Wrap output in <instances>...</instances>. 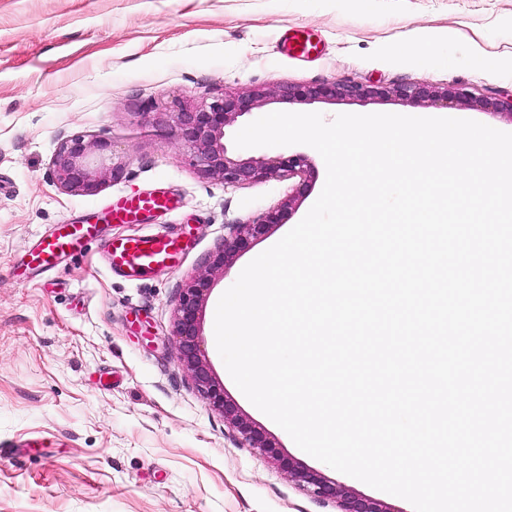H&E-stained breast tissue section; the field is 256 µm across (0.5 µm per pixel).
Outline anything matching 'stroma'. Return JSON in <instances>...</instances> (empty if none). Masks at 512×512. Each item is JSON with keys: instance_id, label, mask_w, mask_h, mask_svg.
I'll return each instance as SVG.
<instances>
[{"instance_id": "stroma-1", "label": "stroma", "mask_w": 512, "mask_h": 512, "mask_svg": "<svg viewBox=\"0 0 512 512\" xmlns=\"http://www.w3.org/2000/svg\"><path fill=\"white\" fill-rule=\"evenodd\" d=\"M306 29L319 55H282ZM493 67L470 66L473 53ZM461 87L474 102L415 109L394 98L272 103L275 112L421 114L512 133L488 101L512 94V0H0V512H337L250 448L197 391L176 358L179 294L230 225L279 207L296 185L275 177L227 185L203 177L173 137L170 115L289 83ZM112 144L124 173L93 195L50 174L60 137ZM305 154L313 184L283 223L227 262L203 307L213 375L238 415L300 467L352 495L410 512L406 500L301 450L232 380L216 346L218 301L241 271L309 211L326 180L312 147L235 148L240 158ZM170 190L176 210L106 235L172 234L194 226L180 264L131 282L107 268L99 242L19 279L15 265L56 224L103 216L118 198ZM40 447H33V440Z\"/></svg>"}]
</instances>
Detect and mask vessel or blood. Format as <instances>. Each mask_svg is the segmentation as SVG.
Here are the masks:
<instances>
[{"label":"vessel or blood","instance_id":"vessel-or-blood-1","mask_svg":"<svg viewBox=\"0 0 512 512\" xmlns=\"http://www.w3.org/2000/svg\"><path fill=\"white\" fill-rule=\"evenodd\" d=\"M319 43L308 31L293 30L282 42L281 51L299 58L318 52ZM173 202L163 194L131 196L109 208L107 218L113 223L139 221L142 216L171 210ZM101 240L103 252L112 274L136 280L158 267L176 266L189 244L187 235L165 236L145 234L126 239H100L97 225L60 224L52 233L38 241L18 265L19 272L44 270L55 266L64 257L75 253L92 240Z\"/></svg>","mask_w":512,"mask_h":512}]
</instances>
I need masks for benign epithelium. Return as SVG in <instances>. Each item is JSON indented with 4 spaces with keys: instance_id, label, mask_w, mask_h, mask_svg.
<instances>
[{
    "instance_id": "obj_1",
    "label": "benign epithelium",
    "mask_w": 512,
    "mask_h": 512,
    "mask_svg": "<svg viewBox=\"0 0 512 512\" xmlns=\"http://www.w3.org/2000/svg\"><path fill=\"white\" fill-rule=\"evenodd\" d=\"M394 97L415 107H453L471 100L460 89L435 88L422 84H400L392 88H370L357 83L324 84L304 89L298 85L279 84L269 91L241 94L224 93L205 108L176 112L170 124L172 136L194 150L196 166L202 176L217 178L228 185L247 184L271 177L298 179L294 191L279 208L266 212L249 224L229 225L224 244L209 256L205 269L181 289L174 321L176 354L197 390L209 404L224 415L242 438L259 452L273 459L279 469L322 501L336 503L338 512H402L368 499L347 497L341 488L317 474L299 468L292 459L280 454L276 443L240 419L233 406L224 400V384L213 376L202 349L200 314L209 291L211 277L224 271L228 258L244 249L249 238L261 235L279 224L294 201L302 198L310 186L311 165L307 157L296 153L266 158L242 159L231 154L225 142L226 128L238 118L261 108L270 100L283 102L317 99L365 100ZM123 165L113 161L112 144L107 140H87L82 135L60 140L51 159V176L63 190L84 195L94 194L107 180L121 176Z\"/></svg>"
}]
</instances>
